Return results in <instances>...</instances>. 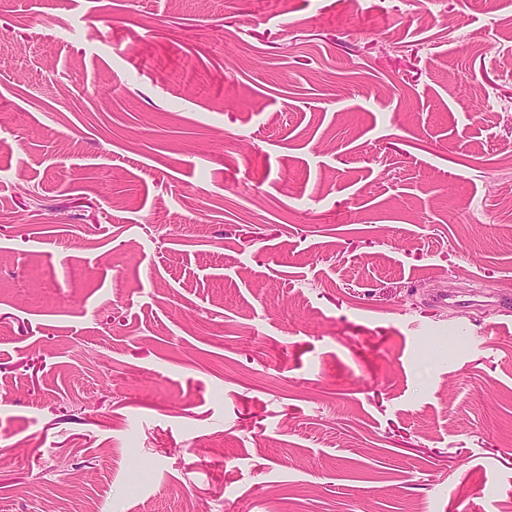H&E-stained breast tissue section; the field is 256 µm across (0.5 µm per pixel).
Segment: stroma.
Returning <instances> with one entry per match:
<instances>
[{
  "label": "stroma",
  "mask_w": 512,
  "mask_h": 512,
  "mask_svg": "<svg viewBox=\"0 0 512 512\" xmlns=\"http://www.w3.org/2000/svg\"><path fill=\"white\" fill-rule=\"evenodd\" d=\"M504 167L512 0H0V512H512Z\"/></svg>",
  "instance_id": "stroma-1"
}]
</instances>
